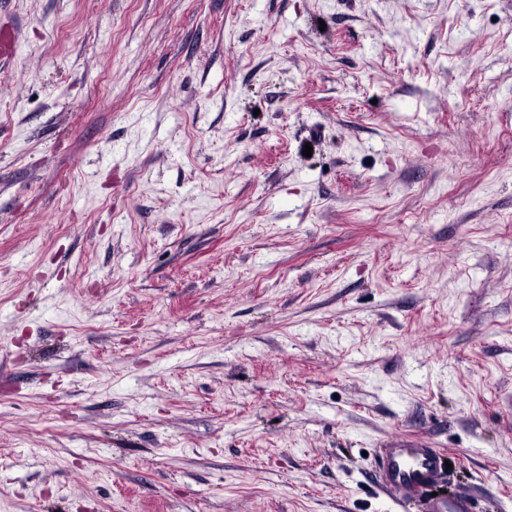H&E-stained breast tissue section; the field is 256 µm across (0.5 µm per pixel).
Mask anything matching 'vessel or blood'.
Returning <instances> with one entry per match:
<instances>
[{
  "label": "vessel or blood",
  "instance_id": "1",
  "mask_svg": "<svg viewBox=\"0 0 512 512\" xmlns=\"http://www.w3.org/2000/svg\"><path fill=\"white\" fill-rule=\"evenodd\" d=\"M378 468L385 489L419 496L423 512H475L474 500L464 493L450 501L427 497L447 472L442 452L423 442L400 441L381 449Z\"/></svg>",
  "mask_w": 512,
  "mask_h": 512
}]
</instances>
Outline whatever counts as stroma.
<instances>
[{"instance_id": "obj_1", "label": "stroma", "mask_w": 512, "mask_h": 512, "mask_svg": "<svg viewBox=\"0 0 512 512\" xmlns=\"http://www.w3.org/2000/svg\"><path fill=\"white\" fill-rule=\"evenodd\" d=\"M0 28V512H512V0ZM378 468L381 485L406 496L417 495L422 512H475L474 500L465 493L447 502L422 496L447 476L443 453L437 448L412 440L391 444L381 448Z\"/></svg>"}]
</instances>
